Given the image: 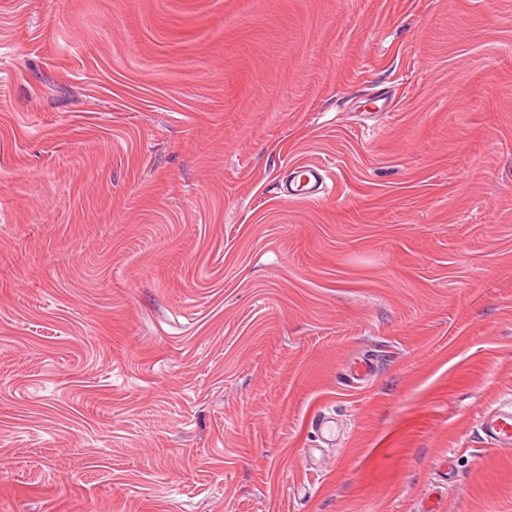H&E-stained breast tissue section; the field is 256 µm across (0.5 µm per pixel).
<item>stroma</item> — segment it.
I'll list each match as a JSON object with an SVG mask.
<instances>
[{
  "label": "stroma",
  "mask_w": 512,
  "mask_h": 512,
  "mask_svg": "<svg viewBox=\"0 0 512 512\" xmlns=\"http://www.w3.org/2000/svg\"><path fill=\"white\" fill-rule=\"evenodd\" d=\"M511 394L512 0H0V512H512ZM321 184L322 175L319 173V168L307 166L300 179L288 189V196L301 200L313 199L317 196ZM480 437L502 453H512V397L489 409L479 422Z\"/></svg>",
  "instance_id": "obj_1"
}]
</instances>
